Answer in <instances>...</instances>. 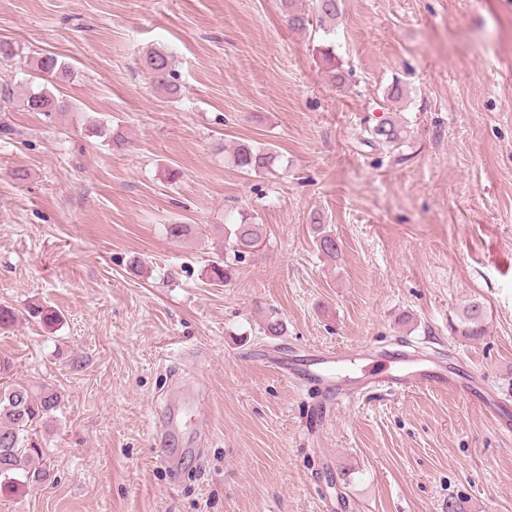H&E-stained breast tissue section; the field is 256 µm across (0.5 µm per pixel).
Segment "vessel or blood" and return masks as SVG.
<instances>
[{
    "mask_svg": "<svg viewBox=\"0 0 512 512\" xmlns=\"http://www.w3.org/2000/svg\"><path fill=\"white\" fill-rule=\"evenodd\" d=\"M388 357L391 363L388 370L356 379L341 373L351 358L346 351L322 350L310 355L305 362H282L278 368L290 379L322 385L328 393V405L333 409L353 396L372 390L397 392L427 387L463 392L485 403L491 421L499 432H512V420L501 415L494 400L488 399L482 387L474 386L470 372L451 370L443 365H421L419 356L405 348L389 351ZM200 398L199 389L193 385L177 384L171 387L165 404V432L180 433L186 417H197Z\"/></svg>",
    "mask_w": 512,
    "mask_h": 512,
    "instance_id": "b4317fda",
    "label": "vessel or blood"
}]
</instances>
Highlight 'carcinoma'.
Wrapping results in <instances>:
<instances>
[{"instance_id":"carcinoma-1","label":"carcinoma","mask_w":512,"mask_h":512,"mask_svg":"<svg viewBox=\"0 0 512 512\" xmlns=\"http://www.w3.org/2000/svg\"><path fill=\"white\" fill-rule=\"evenodd\" d=\"M340 15V0H312V14L288 12V24L299 31H307L317 24L324 33H329ZM331 74V79L343 80L341 71L336 69L334 46L324 45L318 48ZM145 66L152 81L170 95L178 92L176 76L172 68L171 56L163 50H151L146 53ZM73 75L72 66L54 54H43L36 58L29 77L25 82L22 106L29 112H37L47 120L67 112L70 104L53 89ZM89 131L98 137H105L115 144H122L123 138L112 126L102 121L92 125ZM373 139L386 146H398L407 137V130L398 122L384 118L371 130ZM278 160L275 150L260 147L248 140L239 141L233 150L235 166L242 172H272ZM316 245L318 251L330 260L338 258L340 245L335 235L317 228ZM262 239V225L243 220L231 225L225 232L228 250L237 260L253 253ZM207 277L210 284L221 286L229 279V266L221 259L208 265ZM31 316L39 319L46 327L57 324L59 316L49 306L33 305L29 309ZM483 306L477 302L469 304L462 315V334L479 337L483 333ZM62 397L47 384L38 386L0 382V449H7L0 455V495H11L30 484L41 483L49 476V470L43 463V448L40 429L49 426L55 412L61 406Z\"/></svg>"}]
</instances>
